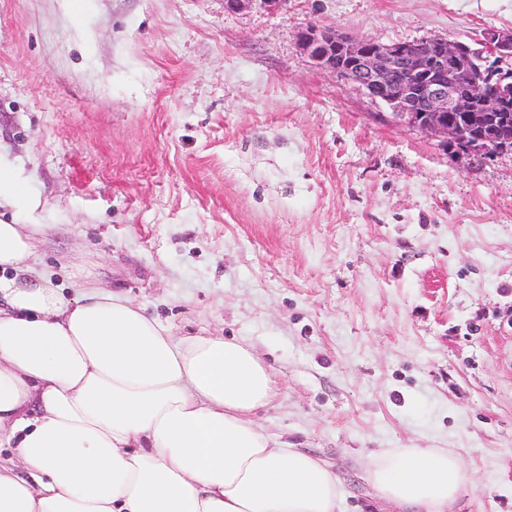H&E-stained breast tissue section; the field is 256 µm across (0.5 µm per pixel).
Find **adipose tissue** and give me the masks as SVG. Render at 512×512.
<instances>
[{
	"label": "adipose tissue",
	"mask_w": 512,
	"mask_h": 512,
	"mask_svg": "<svg viewBox=\"0 0 512 512\" xmlns=\"http://www.w3.org/2000/svg\"><path fill=\"white\" fill-rule=\"evenodd\" d=\"M42 229L0 219V512H346L331 467L258 424L276 391L249 345L95 286L63 301L32 272ZM365 478L398 512H448L468 482L444 448L382 449Z\"/></svg>",
	"instance_id": "1"
}]
</instances>
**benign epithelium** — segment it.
Masks as SVG:
<instances>
[{"label":"benign epithelium","instance_id":"1","mask_svg":"<svg viewBox=\"0 0 512 512\" xmlns=\"http://www.w3.org/2000/svg\"><path fill=\"white\" fill-rule=\"evenodd\" d=\"M298 44L315 65L382 102L396 122L443 137L449 152H512V76L493 84L482 73L489 60H512V33L380 42L311 24Z\"/></svg>","mask_w":512,"mask_h":512}]
</instances>
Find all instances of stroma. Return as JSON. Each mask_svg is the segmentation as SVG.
Segmentation results:
<instances>
[{"label": "stroma", "instance_id": "1", "mask_svg": "<svg viewBox=\"0 0 512 512\" xmlns=\"http://www.w3.org/2000/svg\"><path fill=\"white\" fill-rule=\"evenodd\" d=\"M382 42L512 32V0H0V161L72 267L177 336L250 344L268 434L331 463L447 448L449 512H512V153H448L315 66L307 25Z\"/></svg>", "mask_w": 512, "mask_h": 512}]
</instances>
